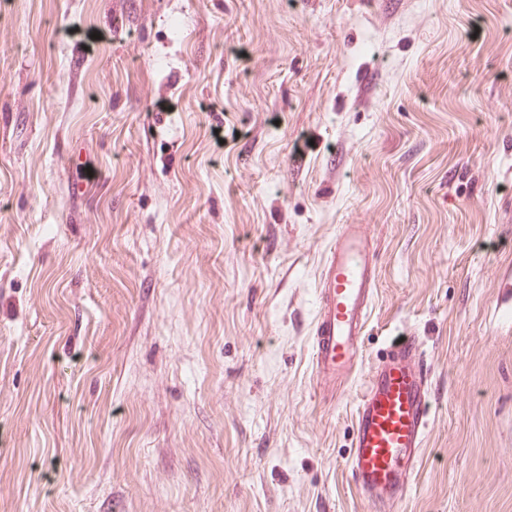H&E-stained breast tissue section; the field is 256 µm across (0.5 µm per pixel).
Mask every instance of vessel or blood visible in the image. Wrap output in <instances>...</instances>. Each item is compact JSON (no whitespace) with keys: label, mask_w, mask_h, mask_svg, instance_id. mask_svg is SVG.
Here are the masks:
<instances>
[{"label":"vessel or blood","mask_w":512,"mask_h":512,"mask_svg":"<svg viewBox=\"0 0 512 512\" xmlns=\"http://www.w3.org/2000/svg\"><path fill=\"white\" fill-rule=\"evenodd\" d=\"M313 374L321 394H335L362 360L376 288L375 254L361 225L342 224L319 283ZM430 367L418 340L394 339L372 370L355 412L349 466L373 512H396L428 427Z\"/></svg>","instance_id":"obj_1"}]
</instances>
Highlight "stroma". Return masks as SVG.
<instances>
[{
    "label": "stroma",
    "instance_id": "stroma-1",
    "mask_svg": "<svg viewBox=\"0 0 512 512\" xmlns=\"http://www.w3.org/2000/svg\"><path fill=\"white\" fill-rule=\"evenodd\" d=\"M377 283L316 394L336 228ZM512 0H0V512H370L392 337L430 366L398 512H512Z\"/></svg>",
    "mask_w": 512,
    "mask_h": 512
}]
</instances>
